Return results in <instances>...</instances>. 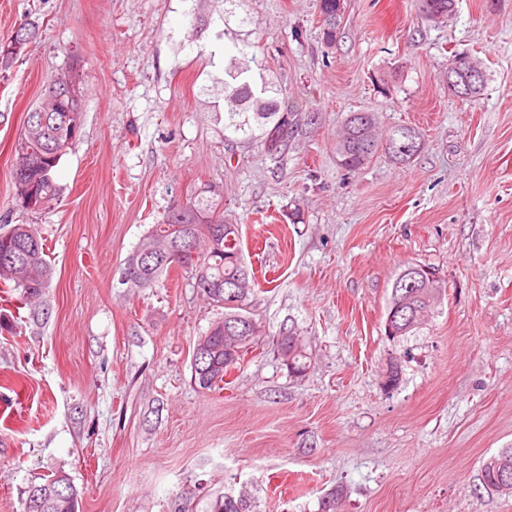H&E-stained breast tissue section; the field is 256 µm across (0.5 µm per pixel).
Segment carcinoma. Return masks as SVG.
<instances>
[{
    "mask_svg": "<svg viewBox=\"0 0 512 512\" xmlns=\"http://www.w3.org/2000/svg\"><path fill=\"white\" fill-rule=\"evenodd\" d=\"M224 4L219 19L224 29L223 37L231 32L230 22L237 27L255 25L253 16L243 8L244 0H221ZM338 0H319L324 17L323 38L336 40V28L341 15L337 13ZM430 6L423 13L428 19H446L453 15L456 0H429ZM248 41L233 39V49L224 50L223 76L213 78V86L201 89L205 95L220 92L224 99V139L228 141L259 142L271 154H281L288 144L312 125L309 113L299 112L286 104L287 91L267 74L265 62L257 59ZM476 59L466 54H454L448 70L462 77ZM31 115H26L24 127L15 147L14 167L32 166L38 177L36 194L40 209L49 208L58 201L62 189L55 180V172L62 158L75 141L66 126L48 124L41 133L29 130ZM406 126H394L387 133L379 131L375 113L369 111L348 113L336 136V159L340 168L354 173L364 167L378 151L383 150L398 162H407L419 151L420 145L406 146L403 134ZM408 150H403V147ZM207 222H201V218ZM196 238L201 246L197 262L184 266L194 272L195 287L203 297L224 307V315L211 322L198 337L195 346L202 347L207 357L192 363V377L202 390H212L224 381L228 371L241 366L249 350L258 345L265 330L247 311V300L255 285L254 276L244 262L239 224L224 215L211 203L187 204L169 209L142 240L139 251L156 247H176L187 238ZM138 263L135 254L124 262L122 278L130 288L145 290L159 285L168 267L158 270L144 268L135 275L130 271ZM52 268L46 259L45 243L37 228L31 224H14L0 231V288L20 292L19 301L33 306L42 298L51 279ZM443 283L436 287L419 289L414 301L419 312L431 317L437 302L435 294L441 293ZM277 348L288 373L301 375L311 365L303 339L293 328H283L278 333ZM512 472V448H502L490 456L480 468V484L473 492L484 489L498 492L502 471ZM43 499L42 512H78L79 492L63 472H53L44 482L33 485L28 496ZM211 512H255L251 495L237 498L224 494L214 501Z\"/></svg>",
    "mask_w": 512,
    "mask_h": 512,
    "instance_id": "cac0c4a2",
    "label": "carcinoma"
}]
</instances>
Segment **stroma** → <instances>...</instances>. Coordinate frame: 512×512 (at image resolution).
Masks as SVG:
<instances>
[{
  "label": "stroma",
  "instance_id": "1",
  "mask_svg": "<svg viewBox=\"0 0 512 512\" xmlns=\"http://www.w3.org/2000/svg\"><path fill=\"white\" fill-rule=\"evenodd\" d=\"M186 0H0V42L36 33L0 70V225L46 238L37 310L0 292V512L62 471L81 512H210L248 491L257 512H512L475 494L483 460L512 447V0H458L426 21L414 0H344L336 40L318 0H245L249 35L291 105L318 114L288 150L224 139L202 86L216 26ZM477 58L479 100L448 93V59ZM79 73L85 122L49 209L15 197L13 145L61 73ZM415 128L409 162L379 153L347 173L343 116ZM215 203L240 225L268 338L221 389L192 378L197 337L220 314L191 274L122 281L126 257L173 204ZM446 283L420 330L384 322L405 265ZM300 331L288 373L272 341ZM402 380L384 385L390 359ZM285 333H287V335H283ZM277 336L278 353L283 365L288 369V373L293 375H302L305 373L311 365V360L306 352V347L300 333H297L295 328L287 329L283 327V329H280Z\"/></svg>",
  "mask_w": 512,
  "mask_h": 512
}]
</instances>
